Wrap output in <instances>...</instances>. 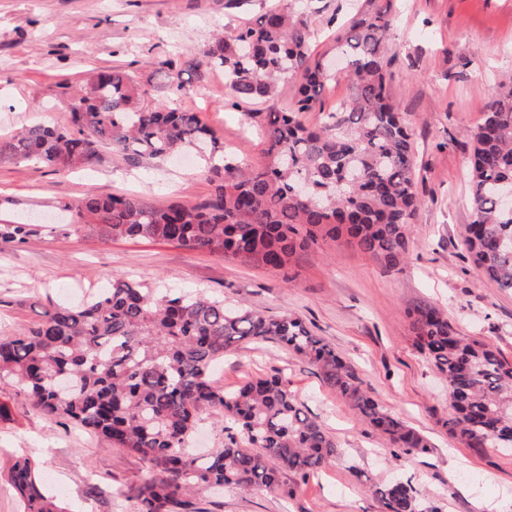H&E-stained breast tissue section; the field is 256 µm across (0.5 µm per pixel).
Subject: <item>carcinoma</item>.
Masks as SVG:
<instances>
[{
	"label": "carcinoma",
	"instance_id": "carcinoma-1",
	"mask_svg": "<svg viewBox=\"0 0 512 512\" xmlns=\"http://www.w3.org/2000/svg\"><path fill=\"white\" fill-rule=\"evenodd\" d=\"M305 0L271 10L231 37L216 35L195 77L224 72L232 98L263 102L278 84L296 80L285 111L250 112L267 141L269 162L242 167L198 113L147 107L143 85L119 69H97L73 90L66 120L37 124L0 139V157L53 170L92 167L106 149L133 166L167 162L195 151L212 185L202 202L148 204L131 195L89 196L66 203L74 223L106 239H157L232 256L270 271L320 240L355 244L386 269L398 267L419 208L412 137L389 93L391 0H367L337 37L352 93L322 125L302 114L336 78L314 54ZM170 95L185 93L172 59L150 64ZM512 83L487 107L474 136L470 200L474 220L464 249L482 276L512 292ZM39 233L29 221L0 220V251L16 250ZM419 351L448 382L454 413L449 432L483 453L512 435V362L484 339L461 335L432 306L409 313ZM278 344L314 365L324 382L398 454H426L430 444L390 415L364 388L358 371L313 335L294 313L276 316L229 308L199 293H159L142 281L112 280L75 306L0 336V378L14 380L45 416L99 434L136 455L148 473L132 512H200L197 487L281 492L296 487L336 456L338 444L312 417L283 376L251 377L228 391L213 370L241 344ZM224 421V446L200 454L190 442L206 414ZM8 479L23 512H69L48 495L35 465L15 461ZM379 512H439L407 482L377 490Z\"/></svg>",
	"mask_w": 512,
	"mask_h": 512
}]
</instances>
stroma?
Segmentation results:
<instances>
[{
  "label": "stroma",
  "instance_id": "stroma-1",
  "mask_svg": "<svg viewBox=\"0 0 512 512\" xmlns=\"http://www.w3.org/2000/svg\"><path fill=\"white\" fill-rule=\"evenodd\" d=\"M288 0H0V137L36 122L66 118L59 86L97 68H122L145 84L143 102L167 96L150 82V62L203 60L215 33L233 35ZM312 44L336 54V35L353 0H313ZM396 24L389 91L413 134L422 205L409 253L388 270L358 248L328 241L302 254L289 275L152 239L100 241L83 225L57 229L61 201L133 194L149 203L202 202L211 184L194 159L163 169L132 167L106 155L91 168L53 171L0 158V218L37 215L40 234L0 253V334L41 319L58 304H78L86 289L128 277L162 292H201L225 305L268 315L291 311L351 362L391 414L424 434L429 453L394 458L386 441L325 384L317 369L271 344L228 352L217 382L281 373L298 399L335 438L338 450L295 496L235 489L199 490L206 512H379L374 491L410 482L440 512H512V450L479 454L453 437L448 390L414 346L407 312L431 305L467 336L491 342L512 360V292L483 278L463 246L473 220L469 199L473 132L512 75V0H393ZM295 91L280 83L259 106L234 104L223 72L190 86L183 106L199 112L230 158L254 167L266 143L248 114L288 107ZM0 472L29 459L73 512H131L147 476L137 456L78 426L34 410L22 389L0 379Z\"/></svg>",
  "mask_w": 512,
  "mask_h": 512
}]
</instances>
